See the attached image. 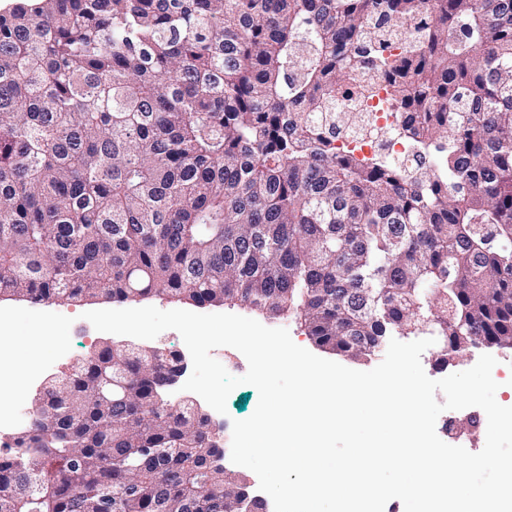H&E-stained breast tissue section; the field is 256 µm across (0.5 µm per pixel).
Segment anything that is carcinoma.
<instances>
[{
	"mask_svg": "<svg viewBox=\"0 0 512 512\" xmlns=\"http://www.w3.org/2000/svg\"><path fill=\"white\" fill-rule=\"evenodd\" d=\"M384 82L410 166L336 146ZM291 313L352 359L512 349V0H17L0 13V297ZM106 345L32 400L0 512H236L219 435Z\"/></svg>",
	"mask_w": 512,
	"mask_h": 512,
	"instance_id": "cac0c4a2",
	"label": "carcinoma"
}]
</instances>
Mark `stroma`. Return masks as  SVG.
I'll return each instance as SVG.
<instances>
[{
  "instance_id": "stroma-1",
  "label": "stroma",
  "mask_w": 512,
  "mask_h": 512,
  "mask_svg": "<svg viewBox=\"0 0 512 512\" xmlns=\"http://www.w3.org/2000/svg\"><path fill=\"white\" fill-rule=\"evenodd\" d=\"M110 300L100 298L92 301L57 302L32 304L15 297L0 299V310L8 312L9 323L0 330V352L8 355L12 366L28 369L38 363H47L46 371L40 372L36 383L23 385L22 389H14L8 373H0V399L10 400L13 394H20L23 404H30L45 383L51 378L60 376L81 358L97 351L103 344H129V337L97 331L92 324L85 320L88 311L112 308ZM221 312L252 318L269 328H284L290 333L292 340L307 350H314L315 344L294 320L289 318L272 319L266 313L250 309L242 304L221 305ZM213 306H203V313H213ZM43 323L46 336L37 351L29 349V333L35 323ZM477 417L480 423L476 429L448 435L445 426L448 420L465 421L469 417ZM484 411L480 408L469 407L451 411L450 414L440 415L436 423V432L440 439L450 440L452 445L461 446L476 453L483 449L486 440L487 425L484 423Z\"/></svg>"
}]
</instances>
